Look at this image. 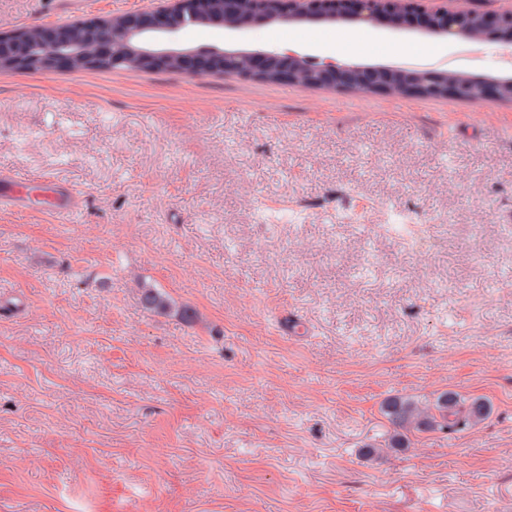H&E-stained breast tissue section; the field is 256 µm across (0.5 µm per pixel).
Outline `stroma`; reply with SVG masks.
Wrapping results in <instances>:
<instances>
[{"label":"stroma","mask_w":512,"mask_h":512,"mask_svg":"<svg viewBox=\"0 0 512 512\" xmlns=\"http://www.w3.org/2000/svg\"><path fill=\"white\" fill-rule=\"evenodd\" d=\"M158 2L0 0V34ZM384 38L180 43L512 73L494 43ZM0 171L27 199L0 210V512H512V104L8 70ZM445 391L491 412L388 448L383 401ZM142 301L145 307L155 313H166L171 309V302L166 293L158 288L141 284Z\"/></svg>","instance_id":"35a3bbf8"}]
</instances>
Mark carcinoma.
<instances>
[{
    "instance_id": "obj_1",
    "label": "carcinoma",
    "mask_w": 512,
    "mask_h": 512,
    "mask_svg": "<svg viewBox=\"0 0 512 512\" xmlns=\"http://www.w3.org/2000/svg\"><path fill=\"white\" fill-rule=\"evenodd\" d=\"M141 292L148 310L165 313L171 309L169 297L160 289L143 284ZM382 410L394 427L389 443L392 448L408 447V433L412 431H454L483 420L489 413L487 404L479 399L465 400L448 393L438 396L431 403L392 397L383 404Z\"/></svg>"
}]
</instances>
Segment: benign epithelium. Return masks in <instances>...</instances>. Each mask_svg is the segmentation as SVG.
<instances>
[{
	"instance_id": "1",
	"label": "benign epithelium",
	"mask_w": 512,
	"mask_h": 512,
	"mask_svg": "<svg viewBox=\"0 0 512 512\" xmlns=\"http://www.w3.org/2000/svg\"><path fill=\"white\" fill-rule=\"evenodd\" d=\"M164 5L75 23L85 33V42L69 40V25H46L0 35V71L15 68L53 70L61 66L94 69L122 56L132 65H151L192 75L222 76L236 72L235 59L249 61L250 68L239 73L245 80H274L294 85L297 72L310 76V89H347L387 93L398 79H408L410 90L431 97L453 93L465 98V86L481 85L491 97L512 101V75L476 76L460 71L465 85L448 86L446 70L408 69L398 65L342 64L319 60L297 51L278 52L225 48L212 44L182 47L184 30L204 25L228 32L272 23L363 24L371 29L395 32L417 31L426 35L466 42L494 41L512 46V8L470 10L462 0L454 7L426 6L424 0H213L202 13L196 0H163Z\"/></svg>"
}]
</instances>
